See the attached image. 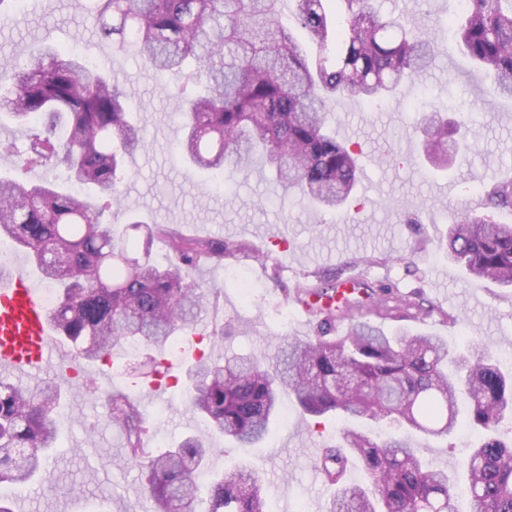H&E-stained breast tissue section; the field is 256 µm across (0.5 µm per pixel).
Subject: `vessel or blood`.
I'll use <instances>...</instances> for the list:
<instances>
[{
    "mask_svg": "<svg viewBox=\"0 0 512 512\" xmlns=\"http://www.w3.org/2000/svg\"><path fill=\"white\" fill-rule=\"evenodd\" d=\"M61 362L44 294L18 265L0 279V371L31 375Z\"/></svg>",
    "mask_w": 512,
    "mask_h": 512,
    "instance_id": "obj_1",
    "label": "vessel or blood"
}]
</instances>
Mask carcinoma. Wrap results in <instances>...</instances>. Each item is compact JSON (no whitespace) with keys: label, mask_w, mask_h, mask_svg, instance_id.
Listing matches in <instances>:
<instances>
[{"label":"carcinoma","mask_w":512,"mask_h":512,"mask_svg":"<svg viewBox=\"0 0 512 512\" xmlns=\"http://www.w3.org/2000/svg\"><path fill=\"white\" fill-rule=\"evenodd\" d=\"M88 18L117 51L130 46L159 72L181 79L185 112L176 150L210 174H232L262 162L281 198L297 197L342 211L358 183L353 145L336 138L327 102L361 105L390 98L432 62L436 35L384 15L376 0H292L298 29L283 24V0H91ZM457 53L482 70L498 94L512 98V0H468L448 20ZM318 48L316 58L308 43ZM464 108L423 102L419 129L427 159L441 163L448 146L469 140L467 122L448 119ZM0 112L39 126L25 150L0 142L22 166H64L53 183L0 178V238L24 248L55 288L54 330L84 359L116 347L164 348L192 326L213 288L183 267L224 258V243L188 238L134 219L112 224V199L126 177L125 157L142 147L126 93L100 67L51 45L0 64ZM89 186L106 197L72 190ZM494 208H512V181L487 193ZM164 236L179 263L151 257ZM448 259L469 273L512 288V225L464 210L448 230ZM336 290V280L296 289V300L320 317L318 334L287 339L275 362L258 355L199 356L188 370L186 397L212 435L248 447L262 442L288 398L312 419L348 421L337 443L322 449L318 468L336 486L325 512H459L458 490L445 470L430 466L423 448L405 438L451 437L459 403L481 440L462 461L467 512H512V375L485 343L468 339L458 351L438 336L388 335L353 321L334 336L336 312L309 302ZM375 304L408 311V296L381 288ZM60 392L48 380L29 388L0 375V484L25 486L42 473L55 448ZM112 422L125 432L126 455L141 464L155 512H266L265 480L237 464L213 476L209 440L187 436L163 452L143 438L146 418L126 394L109 397ZM367 482L346 475L353 458Z\"/></svg>","instance_id":"cac0c4a2"}]
</instances>
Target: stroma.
Instances as JSON below:
<instances>
[{
	"mask_svg": "<svg viewBox=\"0 0 512 512\" xmlns=\"http://www.w3.org/2000/svg\"><path fill=\"white\" fill-rule=\"evenodd\" d=\"M89 0H23L17 14L0 24V54L23 56L42 42L82 48L122 84L127 105L143 128L145 145L129 161L116 224L137 215L166 224L183 235L223 243V259L189 269L191 279L213 286L197 318L196 334L179 333L164 350L117 349L108 363L89 362L78 378L50 367L40 380L61 378L59 447L48 468L64 490L35 483L16 490L21 512H154L136 463L125 459V437L109 415V388L135 399L149 418L145 440L162 451L206 426L188 407L185 365L199 355V334L224 333L209 353L262 352L274 356L283 338L316 335L315 320L284 291L316 284L320 276L343 272L363 290L391 286L431 309L429 315L395 319L364 312L363 320L387 333L406 329L443 338L457 346L482 339L501 354H512V293L469 277L441 246L454 213L462 208L512 224V208L489 209L486 192L512 179V101L499 99L491 81L466 59L440 43L427 75L401 88L397 100L373 107L337 98L328 110L338 139L359 143L360 184L349 213H322L277 198L259 173L216 179L183 165L173 146L180 135L182 103L178 77L158 76L133 50L115 51L86 21ZM457 0H383L381 9L402 12L412 25L432 29L448 18ZM465 106L475 145L467 159L442 172L421 154L415 123L423 99ZM240 270L259 288L247 301L231 278ZM170 363L169 384L156 388L155 362ZM333 419L308 428L292 402L265 441L241 448L212 437L218 468L244 462L268 481L269 512H324L334 488L321 476V448L336 442ZM476 441L467 429L429 442L431 464L460 478L458 462Z\"/></svg>",
	"mask_w": 512,
	"mask_h": 512,
	"instance_id": "35a3bbf8",
	"label": "stroma"
}]
</instances>
